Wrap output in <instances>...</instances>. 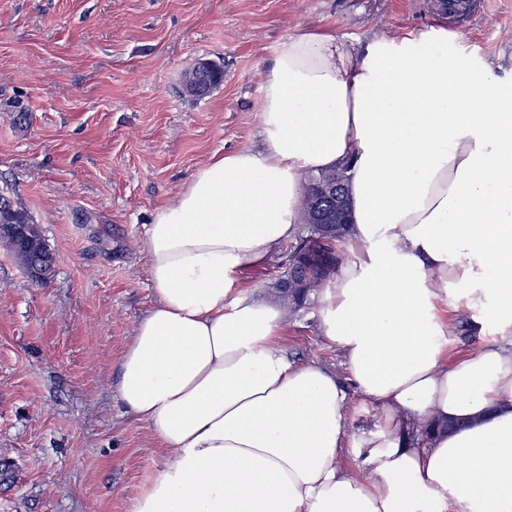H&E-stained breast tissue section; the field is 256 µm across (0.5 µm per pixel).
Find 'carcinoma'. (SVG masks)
<instances>
[{"label": "carcinoma", "mask_w": 512, "mask_h": 512, "mask_svg": "<svg viewBox=\"0 0 512 512\" xmlns=\"http://www.w3.org/2000/svg\"><path fill=\"white\" fill-rule=\"evenodd\" d=\"M224 79V72L212 63L200 72L194 83L196 91L184 87L190 96L210 93ZM351 163L310 174L306 178L305 195L300 222L304 232L288 248V263L270 285L275 299L296 311L307 297L316 292L336 272L346 259L343 244L348 224L331 219L328 224H315V213L320 207L336 214V210L349 209L346 193L348 170ZM0 246L12 256L37 282L47 279L53 264V255L39 225L30 213L17 205L9 196L0 193Z\"/></svg>", "instance_id": "1"}]
</instances>
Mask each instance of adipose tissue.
Masks as SVG:
<instances>
[{"instance_id":"obj_1","label":"adipose tissue","mask_w":512,"mask_h":512,"mask_svg":"<svg viewBox=\"0 0 512 512\" xmlns=\"http://www.w3.org/2000/svg\"><path fill=\"white\" fill-rule=\"evenodd\" d=\"M259 124L263 152L201 166L147 230L155 302L118 398L166 456L133 512H512V86L444 30L309 31L277 49ZM346 162L350 257L319 291L343 380L231 277L297 234L306 175ZM461 296L506 340L449 365L434 303ZM350 385L377 420L351 424Z\"/></svg>"}]
</instances>
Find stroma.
I'll use <instances>...</instances> for the list:
<instances>
[{
    "mask_svg": "<svg viewBox=\"0 0 512 512\" xmlns=\"http://www.w3.org/2000/svg\"><path fill=\"white\" fill-rule=\"evenodd\" d=\"M449 21L435 0H0V192L27 209L54 256L34 282L0 248V512H132L165 450L117 399L119 363L155 301L147 229L201 166L261 151L263 76L288 37L326 29L365 47L447 31L464 58L512 68V0ZM224 70L191 99L184 74ZM285 260L233 277L272 302ZM455 363L501 342L465 299L439 300ZM319 300L286 315L297 361L345 376Z\"/></svg>",
    "mask_w": 512,
    "mask_h": 512,
    "instance_id": "1",
    "label": "stroma"
}]
</instances>
